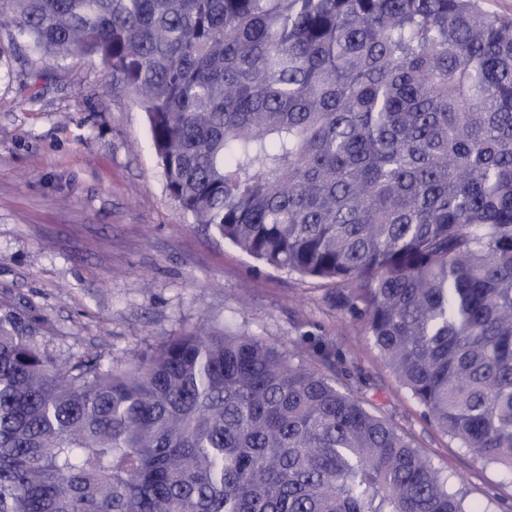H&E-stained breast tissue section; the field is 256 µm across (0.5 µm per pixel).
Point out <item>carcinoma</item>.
Instances as JSON below:
<instances>
[{
    "mask_svg": "<svg viewBox=\"0 0 512 512\" xmlns=\"http://www.w3.org/2000/svg\"><path fill=\"white\" fill-rule=\"evenodd\" d=\"M93 58L166 189L322 281L434 426L512 471V18L482 0H0ZM0 512H480L398 426L240 330L61 363L0 316Z\"/></svg>",
    "mask_w": 512,
    "mask_h": 512,
    "instance_id": "cac0c4a2",
    "label": "carcinoma"
}]
</instances>
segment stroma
<instances>
[{
  "label": "stroma",
  "mask_w": 512,
  "mask_h": 512,
  "mask_svg": "<svg viewBox=\"0 0 512 512\" xmlns=\"http://www.w3.org/2000/svg\"><path fill=\"white\" fill-rule=\"evenodd\" d=\"M35 59L0 28V310L62 361L117 366L205 324L261 337L404 430L472 502L512 512V475L426 419L327 286L263 265L178 207L144 112L98 61L35 78Z\"/></svg>",
  "instance_id": "stroma-1"
}]
</instances>
